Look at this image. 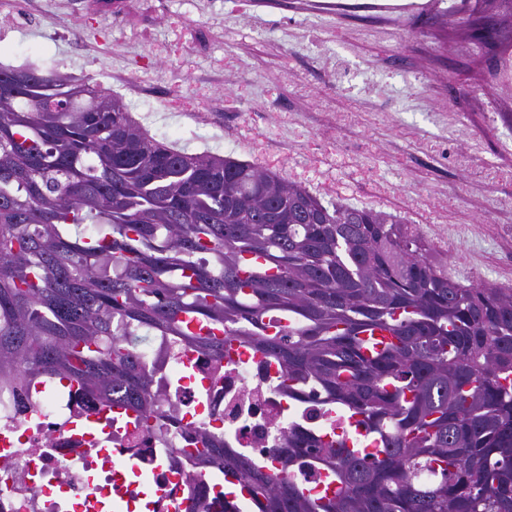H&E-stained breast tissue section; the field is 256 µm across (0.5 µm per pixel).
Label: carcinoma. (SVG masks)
<instances>
[{"label":"carcinoma","mask_w":512,"mask_h":512,"mask_svg":"<svg viewBox=\"0 0 512 512\" xmlns=\"http://www.w3.org/2000/svg\"><path fill=\"white\" fill-rule=\"evenodd\" d=\"M18 76L0 91V381L67 377L148 426L136 343L220 360L234 341L345 432L294 428L266 463L200 434L194 475L238 481L224 512H512L511 290L452 280L384 213L174 150L98 86L0 63V86ZM302 463L336 491L306 493Z\"/></svg>","instance_id":"cac0c4a2"}]
</instances>
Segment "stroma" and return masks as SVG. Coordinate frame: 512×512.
Segmentation results:
<instances>
[{"mask_svg":"<svg viewBox=\"0 0 512 512\" xmlns=\"http://www.w3.org/2000/svg\"><path fill=\"white\" fill-rule=\"evenodd\" d=\"M106 2L32 0L19 30L0 0V62L116 82L155 67L156 140L396 216L453 280L512 289V34L476 44L463 0H246L229 29L236 0Z\"/></svg>","mask_w":512,"mask_h":512,"instance_id":"35a3bbf8","label":"stroma"}]
</instances>
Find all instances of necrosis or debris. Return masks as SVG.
<instances>
[{
  "instance_id": "4bbe7bcc",
  "label": "necrosis or debris",
  "mask_w": 512,
  "mask_h": 512,
  "mask_svg": "<svg viewBox=\"0 0 512 512\" xmlns=\"http://www.w3.org/2000/svg\"><path fill=\"white\" fill-rule=\"evenodd\" d=\"M156 375L164 435L143 426L102 420L100 402L79 385L53 389L31 382L26 390L0 382V512H89L91 504L135 512L145 490L158 492L155 512H223V480L189 481L184 452L197 429L271 460L292 426L323 435L342 430V418L310 403H289L266 358L245 350L214 361L151 337L136 348Z\"/></svg>"
}]
</instances>
